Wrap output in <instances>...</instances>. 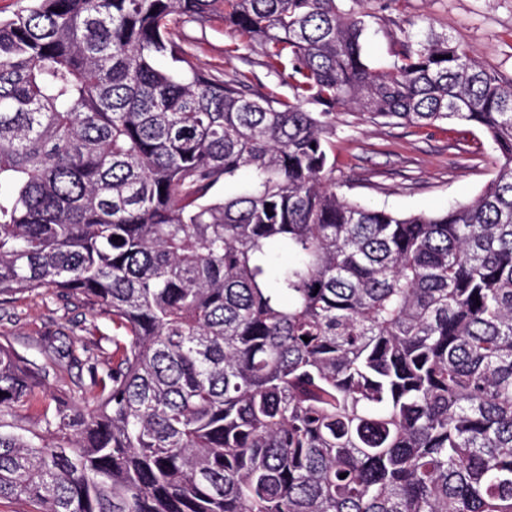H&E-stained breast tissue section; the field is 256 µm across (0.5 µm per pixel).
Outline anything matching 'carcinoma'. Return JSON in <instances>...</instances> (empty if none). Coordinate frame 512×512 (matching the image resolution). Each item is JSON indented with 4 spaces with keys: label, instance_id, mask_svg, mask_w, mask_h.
<instances>
[{
    "label": "carcinoma",
    "instance_id": "1",
    "mask_svg": "<svg viewBox=\"0 0 512 512\" xmlns=\"http://www.w3.org/2000/svg\"><path fill=\"white\" fill-rule=\"evenodd\" d=\"M343 2L33 0L0 20V297L125 333L101 374L56 335L40 364L0 342V499L512 512V76L432 31L375 66ZM217 12L293 99L196 68L182 25ZM340 106L471 123L497 170L442 212L366 206L336 190ZM85 364L89 385L47 387Z\"/></svg>",
    "mask_w": 512,
    "mask_h": 512
}]
</instances>
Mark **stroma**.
<instances>
[{
  "label": "stroma",
  "mask_w": 512,
  "mask_h": 512,
  "mask_svg": "<svg viewBox=\"0 0 512 512\" xmlns=\"http://www.w3.org/2000/svg\"><path fill=\"white\" fill-rule=\"evenodd\" d=\"M368 26L364 51L369 60H389L402 30L448 35L485 67L512 75V0H361ZM194 63L225 78L244 76L247 85L288 100L293 89L269 67L264 47L250 42L212 16L206 26L186 24ZM330 157L340 193L368 206L398 213L435 211L473 199L492 178L494 163L487 136L459 121L434 127L370 122L357 111L339 108ZM54 333L87 346L93 363L105 367L116 334L110 318L64 305L46 293L15 296L0 304V337L37 358L36 343Z\"/></svg>",
  "instance_id": "obj_1"
}]
</instances>
